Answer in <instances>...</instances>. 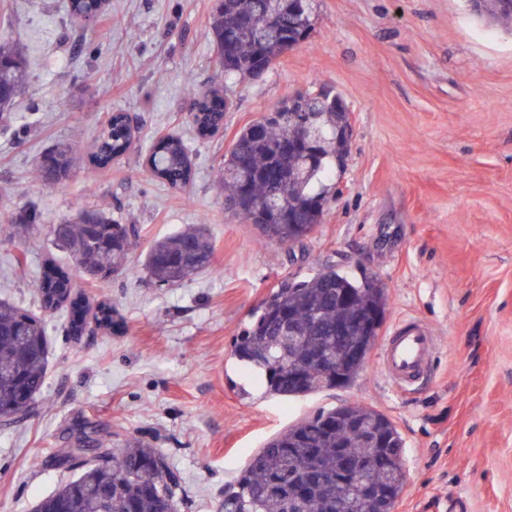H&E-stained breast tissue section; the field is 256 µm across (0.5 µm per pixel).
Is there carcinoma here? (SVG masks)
<instances>
[{"label":"carcinoma","instance_id":"cac0c4a2","mask_svg":"<svg viewBox=\"0 0 512 512\" xmlns=\"http://www.w3.org/2000/svg\"><path fill=\"white\" fill-rule=\"evenodd\" d=\"M309 13L281 39L267 37L271 15L255 7V0H219L207 37L213 43L216 62L224 80L238 77L262 78L290 50L305 42L314 25V0ZM251 17L252 28L237 30L238 18ZM480 15L492 20L512 21L496 0H486ZM28 75L16 45L0 39V115L11 111L15 99L25 91ZM194 99L192 122L202 135L224 125V100L214 94L205 97L188 82ZM342 98L332 89L320 87L312 112L314 134L321 160L311 165L305 154L303 128L290 115L285 122L260 131H240L217 170L224 187V208L242 222L252 224L261 241L299 239L322 223L329 201L328 182L344 166L350 151L345 136ZM129 132L123 113L113 112L97 140L93 166L109 164L124 152ZM78 150L72 146L51 152L52 168L34 171L33 180L49 178L56 184L69 176ZM156 176L174 189L186 187L192 168L186 145L178 137L158 142L150 151ZM289 214L283 223L281 213ZM36 228V216L22 210L3 229V241ZM57 246L90 279L103 278L107 268L122 269L138 247L134 224H119L104 211H87L50 230ZM213 245L205 225L189 227L156 241L145 255L148 276L161 286L173 287L211 268ZM40 292L44 307L56 310L75 305L73 280L68 273L49 267L43 271ZM388 294L374 276L357 280L326 266L315 276L297 283L283 282L272 290L253 314V323L235 338L233 354L265 393L282 398L301 397L353 384L359 372L347 367L336 373L328 362L336 357L340 338L336 324H349L346 340L356 344L364 336L354 323L357 315L375 309L385 313ZM293 317L301 328L295 340L280 334L281 318ZM50 342L45 323L0 301V419L12 420L21 407L22 390L31 400L41 395L50 360ZM381 430L387 447L377 459H367L351 420ZM404 448L396 425L385 414L363 405L345 404L322 410L273 436L253 453L236 482L224 492L221 512H357L356 488L333 486L325 491L314 482L317 474H336L345 453L364 472L366 481L385 486L388 494L380 512H393L406 472L399 461ZM112 456V498L101 506L100 488L104 474L87 464L75 478L53 494L39 500L38 512H58L56 504L66 501L72 512H169L175 502L178 482L170 475L163 455L143 444L107 448Z\"/></svg>","mask_w":512,"mask_h":512}]
</instances>
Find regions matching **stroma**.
<instances>
[{
	"mask_svg": "<svg viewBox=\"0 0 512 512\" xmlns=\"http://www.w3.org/2000/svg\"><path fill=\"white\" fill-rule=\"evenodd\" d=\"M67 0H0V36L17 40L30 82L0 125V223L20 209L38 227L0 243V299L39 313L36 274L65 264L49 231L102 209L140 228L126 269L75 291L117 310L106 328L67 336L48 316L51 358L25 417L0 424V512H32L76 475L55 456L79 430L141 441L177 475L178 512H220L248 457L323 409L361 403L388 415L404 441L407 485L395 512H512V34L466 0H316L310 38L256 82H225L207 36L216 0H108L94 22ZM230 89L223 129L199 137L187 78ZM332 86L355 117L338 193L323 221L292 244L258 245L224 209L214 172L237 133L284 96ZM135 119L133 149L96 171L90 149L107 113ZM184 137L192 181L173 189L146 169L151 142ZM61 144L80 148L64 186L31 173ZM206 224L209 272L168 288L151 280L154 240ZM333 265L377 276L386 325L417 318L440 339L433 370L401 393L373 347L346 388L284 399L242 372L233 341L281 281Z\"/></svg>",
	"mask_w": 512,
	"mask_h": 512,
	"instance_id": "35a3bbf8",
	"label": "stroma"
}]
</instances>
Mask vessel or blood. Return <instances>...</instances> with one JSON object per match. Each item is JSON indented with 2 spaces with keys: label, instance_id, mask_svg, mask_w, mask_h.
<instances>
[{
  "label": "vessel or blood",
  "instance_id": "1",
  "mask_svg": "<svg viewBox=\"0 0 512 512\" xmlns=\"http://www.w3.org/2000/svg\"><path fill=\"white\" fill-rule=\"evenodd\" d=\"M439 338L416 319L395 323L382 342L381 368L391 385L405 392L430 372Z\"/></svg>",
  "mask_w": 512,
  "mask_h": 512
}]
</instances>
